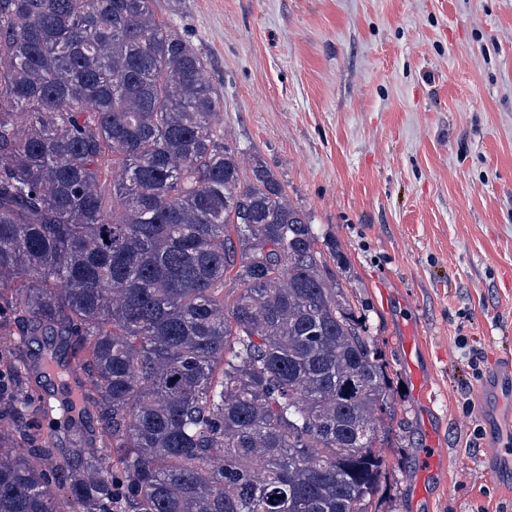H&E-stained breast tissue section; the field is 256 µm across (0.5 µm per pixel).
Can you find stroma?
<instances>
[{
    "label": "stroma",
    "instance_id": "obj_1",
    "mask_svg": "<svg viewBox=\"0 0 512 512\" xmlns=\"http://www.w3.org/2000/svg\"><path fill=\"white\" fill-rule=\"evenodd\" d=\"M207 59L224 132L335 240L395 426L368 512H512V410L477 393L512 353V0H158ZM412 325L426 371L404 365ZM447 451L428 495L419 463Z\"/></svg>",
    "mask_w": 512,
    "mask_h": 512
}]
</instances>
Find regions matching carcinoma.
I'll list each match as a JSON object with an SVG mask.
<instances>
[{
	"mask_svg": "<svg viewBox=\"0 0 512 512\" xmlns=\"http://www.w3.org/2000/svg\"><path fill=\"white\" fill-rule=\"evenodd\" d=\"M156 6L0 0V310L33 349L7 401L66 443L0 430V512H367L387 366ZM74 350L80 392L49 407Z\"/></svg>",
	"mask_w": 512,
	"mask_h": 512,
	"instance_id": "obj_1",
	"label": "carcinoma"
}]
</instances>
